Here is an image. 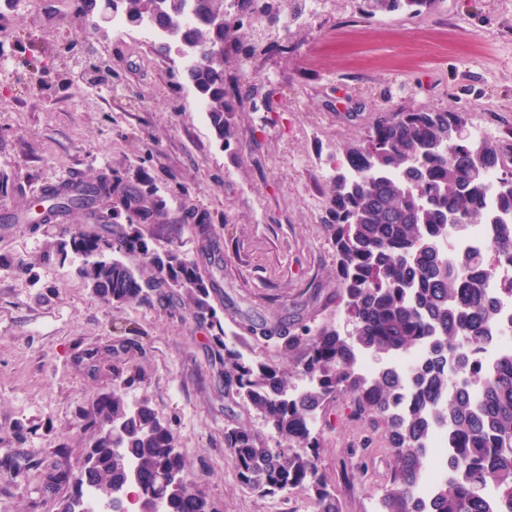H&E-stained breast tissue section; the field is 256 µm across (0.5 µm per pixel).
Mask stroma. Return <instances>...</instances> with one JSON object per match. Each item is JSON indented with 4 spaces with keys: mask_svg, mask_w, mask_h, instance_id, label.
Listing matches in <instances>:
<instances>
[{
    "mask_svg": "<svg viewBox=\"0 0 512 512\" xmlns=\"http://www.w3.org/2000/svg\"><path fill=\"white\" fill-rule=\"evenodd\" d=\"M281 51L245 65L228 58L238 87L233 135L219 140L186 82L177 50L158 41L98 38L101 70L75 67L65 46L72 0L0 12V41L22 65L0 75V512H54L72 487L38 489L58 467L79 473L89 450L83 415L97 394L124 386L169 424L217 512H315L306 494L272 497L243 488L224 450V428L248 423L269 445L264 420L225 397L211 331L179 304L103 303L61 253L64 231L107 223L97 202L59 221L24 220L30 201L71 176L108 173L154 191L169 223L158 251L195 255L191 229L207 218L217 246L210 296L228 336L246 354L283 363L262 327L344 328L336 298V248L324 224L339 147L359 140L380 112L467 108L486 142L512 153V0H440L429 13L363 14V0H321ZM33 266L34 276L20 267ZM136 366L127 382L118 371ZM320 469L343 512H371L393 466L386 431L357 418L337 395L316 417Z\"/></svg>",
    "mask_w": 512,
    "mask_h": 512,
    "instance_id": "35a3bbf8",
    "label": "stroma"
}]
</instances>
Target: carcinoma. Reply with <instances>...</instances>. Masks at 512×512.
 <instances>
[{"instance_id": "obj_1", "label": "carcinoma", "mask_w": 512, "mask_h": 512, "mask_svg": "<svg viewBox=\"0 0 512 512\" xmlns=\"http://www.w3.org/2000/svg\"><path fill=\"white\" fill-rule=\"evenodd\" d=\"M366 14L420 15L436 0H363ZM192 19L184 36L207 47L212 43L249 45L248 55L265 52L267 38L254 25L271 10L269 0H238L239 15L222 27L209 24L223 0H188ZM152 0H115L122 15L142 16ZM276 10L295 20L305 7L295 0H276ZM221 140L231 136L226 114L234 111L238 91L224 78V55L207 58L185 74ZM469 125L468 112L420 109L383 112L362 140L340 148L342 159L329 186L330 206L325 224L338 256L340 298L352 324L341 332L324 325L298 332L278 327L262 336L278 339L277 347L295 356L296 367L310 379L297 388L291 372L279 365L245 355L224 340L217 310L209 303L215 288L212 274L198 257L215 246L212 225H194L198 256L149 250L147 221L157 215L151 195L97 174L79 190L66 185L48 187L42 200L49 211L87 207L97 201L117 203L124 224H93L70 234L67 245L85 257L79 275L104 302L152 306L179 299L194 320L208 324L214 359L224 366V393L260 415L279 437L270 447L250 427L224 429V448L233 458L244 487L264 496L301 489L313 499L316 512H342L318 467L320 444L310 423L330 398L349 396L359 415L384 425L394 464L378 498V512H512V352L501 355L492 368L480 365L477 353L491 335L497 301L480 282L491 277L494 263H512V223L499 228L495 258L443 260L448 226L483 218L484 173H503L501 206L512 211V169L502 151L486 142L479 146L460 139ZM137 253L143 263L132 268L116 257ZM427 355L412 373L418 386L413 404L395 408L402 378L389 368L376 376L359 371V356L370 354L392 361L418 347ZM460 375L478 385L448 390V376ZM448 426L453 446L448 470L422 500V458L433 429ZM84 430L95 449L92 467L74 476L55 469L44 475L40 490L51 494L61 484L73 491L64 505L68 512L83 508L87 486L101 489L129 485L140 475L141 504L158 501L163 512H211L196 482L184 476L186 462L176 448L169 425L161 422L148 399L132 408L121 387L102 393L84 416ZM125 449L121 457L112 444Z\"/></svg>"}]
</instances>
